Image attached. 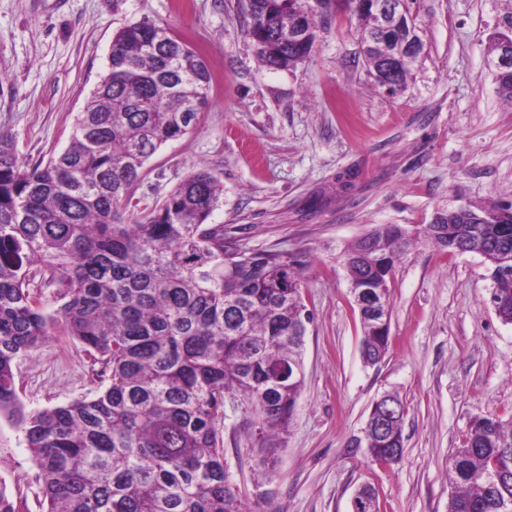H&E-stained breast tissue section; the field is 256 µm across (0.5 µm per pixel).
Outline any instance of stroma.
Returning <instances> with one entry per match:
<instances>
[{
	"label": "stroma",
	"instance_id": "obj_1",
	"mask_svg": "<svg viewBox=\"0 0 512 512\" xmlns=\"http://www.w3.org/2000/svg\"><path fill=\"white\" fill-rule=\"evenodd\" d=\"M512 0H408L424 43L404 90L375 85L356 16L319 19L309 58L261 64L247 0H0V131L22 161L62 151L105 75L113 33L132 21L167 26L212 74L196 128L149 161L134 200L150 209L200 165L224 195L209 218L232 248L304 258V384L269 477L258 475V415L224 407V464L247 512H351L364 485L381 512H448L451 449L470 418L512 416V324L485 301L483 257L423 240L396 264L391 345L360 355L361 323L341 265L379 224L430 223L436 209L512 202V106L487 66L488 34ZM36 411L101 388L80 344L55 333L15 371ZM405 405L397 463L371 461L372 402ZM0 485L42 512L38 471L16 425L0 418Z\"/></svg>",
	"mask_w": 512,
	"mask_h": 512
}]
</instances>
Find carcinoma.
I'll use <instances>...</instances> for the list:
<instances>
[{
	"mask_svg": "<svg viewBox=\"0 0 512 512\" xmlns=\"http://www.w3.org/2000/svg\"><path fill=\"white\" fill-rule=\"evenodd\" d=\"M384 0H343L358 20L362 51L380 82L386 59L405 86L423 43L408 15L383 38L372 31ZM336 0H248V33L260 61L290 69L310 54L316 18ZM512 43V9L489 34L490 54ZM512 105V67L492 72ZM202 55L169 28L129 22L112 37L107 74L79 113L68 146L44 163L19 162L0 132V416L23 433L38 469L46 512H243L224 468L225 398L258 410L259 464L275 462L303 387L307 322L299 259L232 249L208 219L222 188L192 169L150 211L132 208L145 165L192 131L208 105ZM489 202L442 214L445 231L425 237L488 262L489 296L512 324V224ZM408 229L380 224L342 254L358 308L361 357L388 353L382 326ZM53 289L49 313L36 292ZM81 344L91 372L108 378L91 398L27 412L15 368L56 331ZM405 407L376 400L364 428L371 460L404 448ZM499 469L502 480L487 473ZM448 512H503L512 499V419L475 416L449 455ZM360 512L378 508L374 488Z\"/></svg>",
	"mask_w": 512,
	"mask_h": 512,
	"instance_id": "carcinoma-1",
	"label": "carcinoma"
}]
</instances>
